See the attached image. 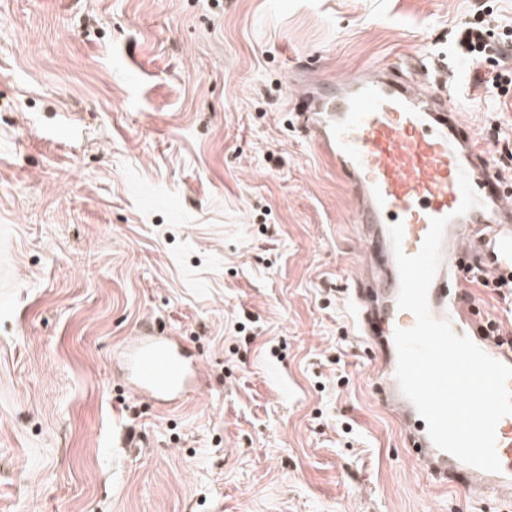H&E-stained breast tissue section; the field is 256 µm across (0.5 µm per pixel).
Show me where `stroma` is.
<instances>
[{"instance_id": "35a3bbf8", "label": "stroma", "mask_w": 512, "mask_h": 512, "mask_svg": "<svg viewBox=\"0 0 512 512\" xmlns=\"http://www.w3.org/2000/svg\"><path fill=\"white\" fill-rule=\"evenodd\" d=\"M512 0H0V512H476L405 451L350 301L352 196L300 87L427 55L512 184V95L452 52ZM202 361L161 411L141 326ZM130 393L168 410L201 389V363L178 336L156 332L151 325L125 347Z\"/></svg>"}]
</instances>
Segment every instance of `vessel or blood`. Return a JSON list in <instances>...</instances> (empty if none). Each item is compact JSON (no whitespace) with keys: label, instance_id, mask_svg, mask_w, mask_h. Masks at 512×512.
Returning a JSON list of instances; mask_svg holds the SVG:
<instances>
[{"label":"vessel or blood","instance_id":"obj_1","mask_svg":"<svg viewBox=\"0 0 512 512\" xmlns=\"http://www.w3.org/2000/svg\"><path fill=\"white\" fill-rule=\"evenodd\" d=\"M412 78L373 65L336 80L335 95L306 96L302 122L312 143L349 186L353 221L366 245L365 274L355 288L362 335L375 352L370 378L379 405L401 425L417 466L443 488H463L476 504L512 505V414L496 426L499 472H486L438 449L427 422L401 392L396 329L412 328L413 313L399 309V274L390 228L402 223L405 253L421 248L431 219L448 217L441 262L428 292L434 318L449 320L501 363L512 366V337L484 326L480 304L468 291L476 268L489 278L512 276V191L492 170L486 150L461 121L446 92L432 89L429 66L418 61ZM466 172L478 205L458 214L459 172ZM129 390L168 410L201 388L200 362L178 337L148 328L125 347Z\"/></svg>","mask_w":512,"mask_h":512}]
</instances>
